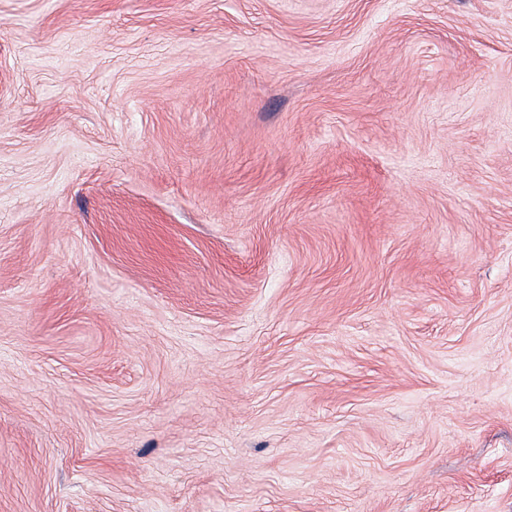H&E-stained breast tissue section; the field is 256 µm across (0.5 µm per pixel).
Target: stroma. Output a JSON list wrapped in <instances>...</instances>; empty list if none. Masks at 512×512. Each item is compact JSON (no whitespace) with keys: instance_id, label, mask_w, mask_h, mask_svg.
I'll return each mask as SVG.
<instances>
[{"instance_id":"obj_1","label":"stroma","mask_w":512,"mask_h":512,"mask_svg":"<svg viewBox=\"0 0 512 512\" xmlns=\"http://www.w3.org/2000/svg\"><path fill=\"white\" fill-rule=\"evenodd\" d=\"M0 512H512V0H0Z\"/></svg>"}]
</instances>
